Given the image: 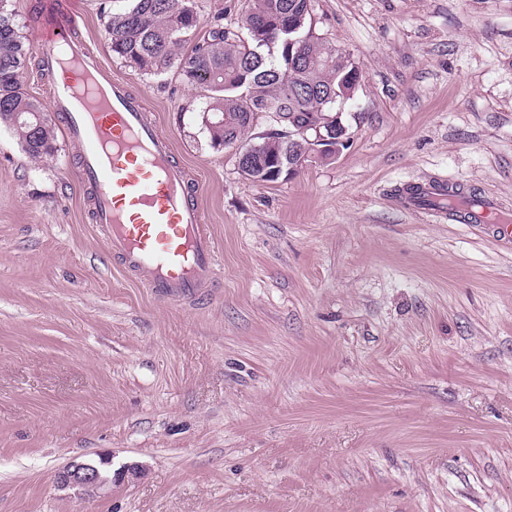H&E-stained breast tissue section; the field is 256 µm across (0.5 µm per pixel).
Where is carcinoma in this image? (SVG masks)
Returning a JSON list of instances; mask_svg holds the SVG:
<instances>
[{"label": "carcinoma", "instance_id": "obj_1", "mask_svg": "<svg viewBox=\"0 0 512 512\" xmlns=\"http://www.w3.org/2000/svg\"><path fill=\"white\" fill-rule=\"evenodd\" d=\"M307 7L311 0H248L241 25L245 33L224 26V17L216 16L200 37L196 0H115L105 28L112 52L125 66L144 74L174 67L183 82L202 89V121L213 146L251 138L257 115L264 113L269 128L251 139L265 153L286 143L288 154L299 158L306 141L292 131L336 112L330 97L344 84L336 47L308 35ZM303 13L298 36L307 40L285 84L277 24ZM184 44L189 48L177 52ZM32 54L15 15L0 0V125L13 130L29 158L40 161L54 155L56 132L42 104L22 88L23 69Z\"/></svg>", "mask_w": 512, "mask_h": 512}]
</instances>
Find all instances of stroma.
<instances>
[{
  "instance_id": "stroma-1",
  "label": "stroma",
  "mask_w": 512,
  "mask_h": 512,
  "mask_svg": "<svg viewBox=\"0 0 512 512\" xmlns=\"http://www.w3.org/2000/svg\"><path fill=\"white\" fill-rule=\"evenodd\" d=\"M361 70L352 139L256 183L205 98L83 35L201 184L215 287L165 300L90 219L63 113L53 158L0 127V512H512V248L403 208L433 176L512 208V0H313ZM140 474L102 494L57 470Z\"/></svg>"
}]
</instances>
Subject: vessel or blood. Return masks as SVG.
I'll list each match as a JSON object with an SVG mask.
<instances>
[{
  "label": "vessel or blood",
  "instance_id": "1",
  "mask_svg": "<svg viewBox=\"0 0 512 512\" xmlns=\"http://www.w3.org/2000/svg\"><path fill=\"white\" fill-rule=\"evenodd\" d=\"M84 24V0H46L36 50L51 67V108L66 114V136L80 153L91 221L131 277L172 299L197 297L217 262L200 183L159 134L144 97L91 53L80 35ZM398 197L428 212L447 200L449 221L489 225L512 241V209L497 198L442 178L405 184Z\"/></svg>",
  "mask_w": 512,
  "mask_h": 512
}]
</instances>
